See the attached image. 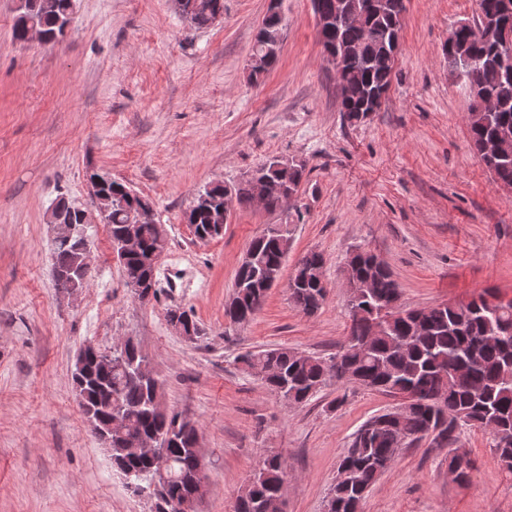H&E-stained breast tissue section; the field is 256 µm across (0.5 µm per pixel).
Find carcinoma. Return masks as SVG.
Masks as SVG:
<instances>
[{"label": "carcinoma", "mask_w": 512, "mask_h": 512, "mask_svg": "<svg viewBox=\"0 0 512 512\" xmlns=\"http://www.w3.org/2000/svg\"><path fill=\"white\" fill-rule=\"evenodd\" d=\"M337 0H320L321 9L332 21L319 30L323 51L336 55L333 67L336 82L352 83L349 98L341 103L340 111L349 120H360L373 100L388 93L395 64L386 45L400 30L399 10L403 0H388L392 4L384 13H367L366 24L372 37L358 47L362 30L344 15L336 14ZM53 10L37 9L34 13L16 15L14 33L22 40L28 23L39 27L46 42H55L66 33L65 23L74 12L75 0H54ZM181 13L196 29H206L214 15L224 12V0H178ZM282 0H271L267 15L259 27L255 45H264L271 35L283 34ZM448 67L460 72L468 84H477L497 100L499 110L474 119L469 124L473 146L482 145L492 135L512 130V65L503 66L504 56L512 58V46L501 43H473L463 52L443 51ZM278 159L270 158L252 174L231 187L241 206H249L263 195L266 181L281 180L287 189L296 192L307 177L303 164H291L278 169ZM495 181L512 185V155L493 162ZM102 189L114 196L112 214L107 225L110 240L119 238L127 213L139 206L144 196L130 193V187L111 177L102 180ZM209 203L191 210L187 223L194 235L216 239L223 235L224 225L218 223V210L224 206V185L205 187ZM60 224L82 222V209L60 198L56 212ZM142 241L138 251L124 256L121 266L126 284L134 294L157 288L158 265L153 254L164 250L159 244L156 225H141ZM288 231L281 224H268L261 235L248 247L249 262L241 265L234 280V294L224 309V316L234 323L250 322L261 310L264 298L261 289L283 275L286 262ZM83 239L79 235L63 236L53 243L54 268L62 273L55 278L56 288L67 290V275L83 260ZM304 271L288 286L289 299L304 314L320 309L326 298L321 253L311 251L302 257ZM351 288L347 301L349 331L346 343L336 354L324 358L302 356L286 347L248 352L238 358L245 369L257 377L270 391L286 400L301 404L326 382L343 381L353 373L358 384L381 391L395 398L415 393L419 404L401 419L387 422L374 429L364 440L356 433L341 463L351 470L347 482H336L327 500L330 512H357L360 494L368 492L384 468L383 462H393L401 451L438 431L435 439L446 444L456 440V430L462 424L491 434L501 463L512 469V447L501 443L512 437V298L493 304L480 295L468 302L440 304L418 311L400 310L387 322L379 336L370 335L366 317L356 316L355 310L370 314L381 304L399 299V288L388 267H378L370 251L356 248L347 259ZM167 319L177 321L186 329L199 332L198 325L185 310L170 309ZM124 363L108 366L97 355L87 352L85 371L71 375V384L79 392V405L85 414L96 415L102 426L112 428L113 467L155 500L187 502L198 490L195 482L198 466L205 461L195 447L199 430L179 429L169 433L179 412L167 409L156 396V382L150 377H132L134 368L148 361L137 344L121 352ZM438 398L447 409L443 417L431 410L427 402ZM159 434L166 437L162 450L168 459L169 482L160 493L152 489L153 463L140 458H127L123 448L140 436ZM287 474L286 460L280 453L268 452L261 458L252 476L254 485L249 500L237 505L236 512H272L270 499L279 491Z\"/></svg>", "instance_id": "carcinoma-1"}]
</instances>
